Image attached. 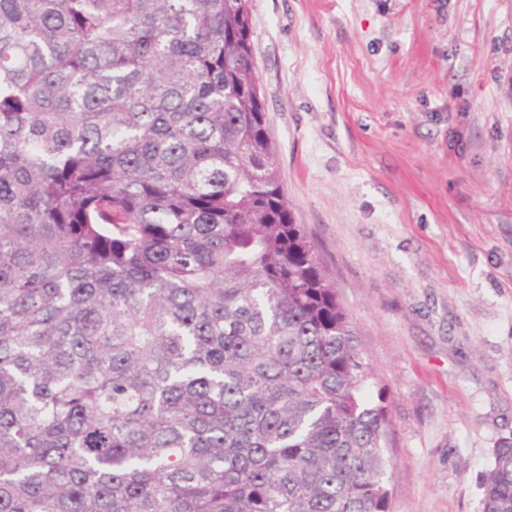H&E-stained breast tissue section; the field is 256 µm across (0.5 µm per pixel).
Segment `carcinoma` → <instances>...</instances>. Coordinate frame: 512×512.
Segmentation results:
<instances>
[{"instance_id":"obj_1","label":"carcinoma","mask_w":512,"mask_h":512,"mask_svg":"<svg viewBox=\"0 0 512 512\" xmlns=\"http://www.w3.org/2000/svg\"><path fill=\"white\" fill-rule=\"evenodd\" d=\"M373 379L247 0H0V512H388Z\"/></svg>"}]
</instances>
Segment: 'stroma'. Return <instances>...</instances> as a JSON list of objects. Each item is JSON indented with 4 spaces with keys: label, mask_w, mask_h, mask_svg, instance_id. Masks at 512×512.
Returning <instances> with one entry per match:
<instances>
[{
    "label": "stroma",
    "mask_w": 512,
    "mask_h": 512,
    "mask_svg": "<svg viewBox=\"0 0 512 512\" xmlns=\"http://www.w3.org/2000/svg\"><path fill=\"white\" fill-rule=\"evenodd\" d=\"M268 136L387 410L389 512L512 436V0H249Z\"/></svg>",
    "instance_id": "stroma-1"
}]
</instances>
